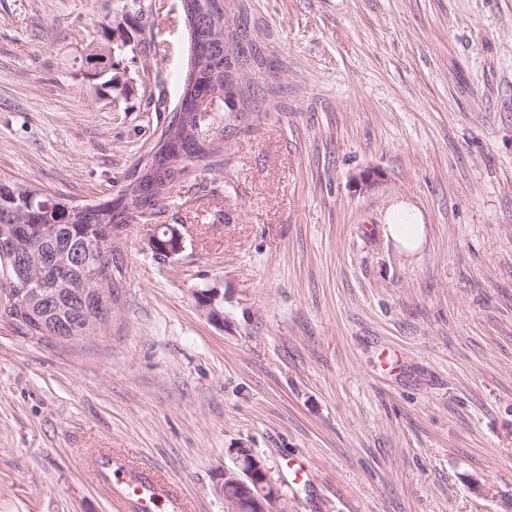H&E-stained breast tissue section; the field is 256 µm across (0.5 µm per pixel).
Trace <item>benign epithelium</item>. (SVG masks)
Listing matches in <instances>:
<instances>
[{"mask_svg": "<svg viewBox=\"0 0 512 512\" xmlns=\"http://www.w3.org/2000/svg\"><path fill=\"white\" fill-rule=\"evenodd\" d=\"M167 241L155 236L151 247L155 253L171 257L182 249V238L175 228L165 233ZM35 302L45 298L41 288H35L22 295L14 288L12 278L0 286V309L9 310L16 300ZM224 497V512H286L282 494L271 480L264 465L248 450L241 448L232 467H224V483L219 488Z\"/></svg>", "mask_w": 512, "mask_h": 512, "instance_id": "7a95c632", "label": "benign epithelium"}]
</instances>
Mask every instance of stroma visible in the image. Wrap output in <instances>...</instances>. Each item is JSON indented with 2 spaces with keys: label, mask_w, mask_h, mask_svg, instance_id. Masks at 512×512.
<instances>
[{
  "label": "stroma",
  "mask_w": 512,
  "mask_h": 512,
  "mask_svg": "<svg viewBox=\"0 0 512 512\" xmlns=\"http://www.w3.org/2000/svg\"><path fill=\"white\" fill-rule=\"evenodd\" d=\"M124 2L0 0V175L117 196L190 60L180 0H151L161 110L138 52L115 87L88 78L90 17ZM224 10L266 63L242 72L261 93L227 119L223 173L125 224L101 334L0 328V512H115L102 450L224 512L241 448L288 512H512V0ZM398 223L422 225L415 250ZM169 226L166 258L150 239ZM167 227L161 232L160 237L154 236L151 239V247L155 253L162 255L164 257H171L179 253L182 249V238L180 233L175 228H169L167 232ZM165 237H169L167 241H162L161 239H166ZM161 238V239H160Z\"/></svg>",
  "instance_id": "1"
}]
</instances>
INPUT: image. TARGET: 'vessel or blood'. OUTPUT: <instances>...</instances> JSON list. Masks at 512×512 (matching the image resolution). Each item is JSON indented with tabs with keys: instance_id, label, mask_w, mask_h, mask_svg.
<instances>
[{
	"instance_id": "obj_1",
	"label": "vessel or blood",
	"mask_w": 512,
	"mask_h": 512,
	"mask_svg": "<svg viewBox=\"0 0 512 512\" xmlns=\"http://www.w3.org/2000/svg\"><path fill=\"white\" fill-rule=\"evenodd\" d=\"M94 475L118 512H186L182 496L150 467L132 464L126 456L100 452Z\"/></svg>"
}]
</instances>
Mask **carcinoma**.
<instances>
[{"label": "carcinoma", "instance_id": "carcinoma-1", "mask_svg": "<svg viewBox=\"0 0 512 512\" xmlns=\"http://www.w3.org/2000/svg\"><path fill=\"white\" fill-rule=\"evenodd\" d=\"M205 22L189 33L201 46L198 62L182 78L178 102L155 139L144 143L140 163L114 199L94 205L73 204L31 186L0 178V269L14 268L29 239L41 241L47 257L44 272L34 282L16 280L19 288H45L51 300L28 304L16 312L15 331L24 336L69 339V330L86 320L82 300L88 276L112 261V240L130 213L174 197L176 188L206 179L224 166V112H238L255 98L257 86L239 81L231 62L264 64L259 51L246 41L237 18L224 15V0H192ZM137 23L136 44L147 62L165 54L156 40L153 13L144 0L126 4Z\"/></svg>", "mask_w": 512, "mask_h": 512}]
</instances>
